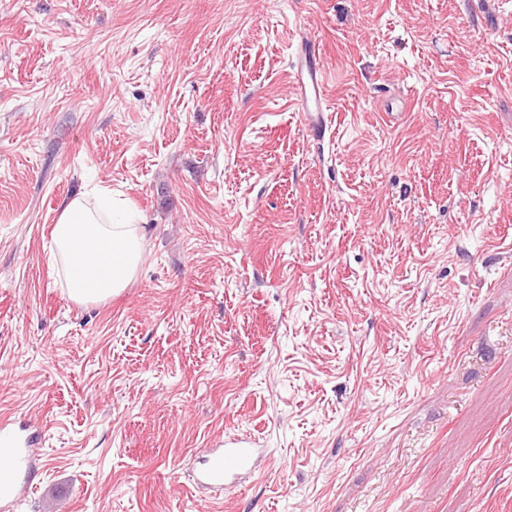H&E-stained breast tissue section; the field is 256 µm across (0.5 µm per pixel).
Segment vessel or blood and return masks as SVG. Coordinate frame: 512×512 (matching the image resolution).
I'll return each instance as SVG.
<instances>
[{"label": "vessel or blood", "mask_w": 512, "mask_h": 512, "mask_svg": "<svg viewBox=\"0 0 512 512\" xmlns=\"http://www.w3.org/2000/svg\"><path fill=\"white\" fill-rule=\"evenodd\" d=\"M312 36L299 34L293 64L292 104L308 131L325 135L327 123L326 86L322 70L311 52ZM36 434L21 435L10 416L0 414V512H14L15 494L20 476H33L41 463L32 453ZM257 450L249 437H236L224 445L204 449L205 466L195 479L196 484L222 487L228 477L255 469Z\"/></svg>", "instance_id": "vessel-or-blood-1"}]
</instances>
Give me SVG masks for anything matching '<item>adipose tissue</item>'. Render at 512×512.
Returning a JSON list of instances; mask_svg holds the SVG:
<instances>
[{"instance_id": "obj_1", "label": "adipose tissue", "mask_w": 512, "mask_h": 512, "mask_svg": "<svg viewBox=\"0 0 512 512\" xmlns=\"http://www.w3.org/2000/svg\"><path fill=\"white\" fill-rule=\"evenodd\" d=\"M51 236L70 270L68 294L83 304L123 293L143 258L144 232L136 213L118 209L98 186L64 204Z\"/></svg>"}]
</instances>
